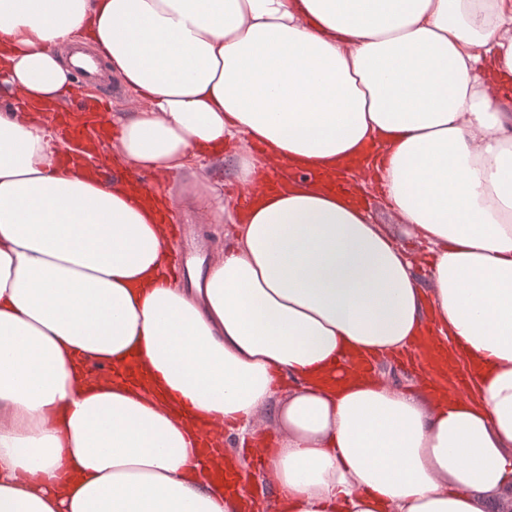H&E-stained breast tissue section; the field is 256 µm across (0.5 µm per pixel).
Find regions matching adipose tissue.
Returning <instances> with one entry per match:
<instances>
[{
  "instance_id": "obj_1",
  "label": "adipose tissue",
  "mask_w": 512,
  "mask_h": 512,
  "mask_svg": "<svg viewBox=\"0 0 512 512\" xmlns=\"http://www.w3.org/2000/svg\"><path fill=\"white\" fill-rule=\"evenodd\" d=\"M85 43L138 103L115 167L349 173L428 278L349 196L198 178L233 242L183 287L160 199L54 156ZM0 86V512H247L229 432L282 512H512V0H0ZM429 343L490 370L356 373ZM234 153L233 148L224 150V162L217 167L215 174L220 171L222 178H224V199L231 198L235 200L231 191L240 193L247 190V187L241 184L235 176V168L238 157ZM363 199H365L366 204L365 208L370 216L373 218L375 223L377 224H387L391 230H393L399 239V243L413 256H416L420 259L419 265L420 275L422 278L428 277V265L423 264L422 258H425L426 261L430 260L429 257L425 256L426 251L423 250V246L418 243V241L408 236L404 233L402 222L398 219V217L389 209H387L380 197H378L373 191L369 190L363 195Z\"/></svg>"
}]
</instances>
